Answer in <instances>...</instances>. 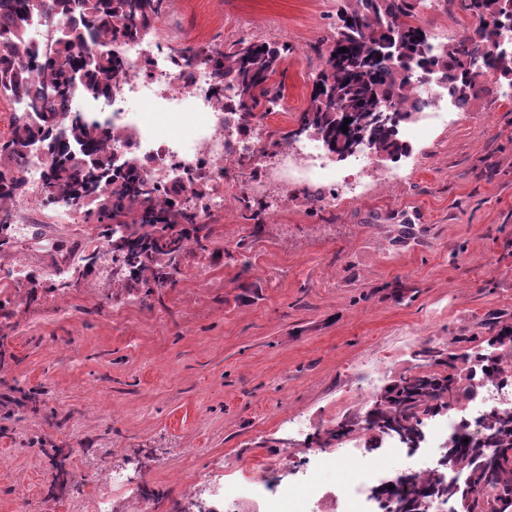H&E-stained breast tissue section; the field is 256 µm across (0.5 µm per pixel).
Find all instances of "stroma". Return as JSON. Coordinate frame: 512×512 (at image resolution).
<instances>
[{"mask_svg":"<svg viewBox=\"0 0 512 512\" xmlns=\"http://www.w3.org/2000/svg\"><path fill=\"white\" fill-rule=\"evenodd\" d=\"M339 0H178L168 44H288L276 75L292 128ZM330 208L295 185L258 220L216 223L206 258L188 252L174 287L108 300V260L71 277L92 224H56L28 204L27 240L0 245V512H43L58 468L72 481L59 512H90L85 473L111 464L150 512H186V482L232 462L288 453L366 411L382 383L418 370L439 340L480 345L491 317L512 325V87L477 78L460 121L431 132L397 182ZM61 242L46 252L45 239ZM62 268L64 288H31ZM33 292L31 303L20 295ZM297 418L306 434L289 433Z\"/></svg>","mask_w":512,"mask_h":512,"instance_id":"stroma-1","label":"stroma"}]
</instances>
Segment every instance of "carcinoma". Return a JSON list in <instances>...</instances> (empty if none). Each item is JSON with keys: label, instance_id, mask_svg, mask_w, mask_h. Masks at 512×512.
<instances>
[{"label": "carcinoma", "instance_id": "carcinoma-1", "mask_svg": "<svg viewBox=\"0 0 512 512\" xmlns=\"http://www.w3.org/2000/svg\"><path fill=\"white\" fill-rule=\"evenodd\" d=\"M418 0H342L332 33L318 39L311 50L323 61L306 108L296 117L304 134L326 145L336 142V112L354 101L366 110L394 105L405 98L408 78L404 71L422 66L440 76L457 79V96L468 103L477 58L469 39H455L433 48L416 23ZM459 7L481 20L512 19L502 0H460ZM169 10V0H6L0 9V97L17 105L11 135L0 142V235H8L11 207L22 193L16 170L25 159L16 146L41 139L48 149L50 174L41 191L54 201L67 199L77 213V223L100 224L106 243L125 239V249L112 255L121 270L112 273L118 290L132 293L161 287L178 274L186 244L203 246L214 234L175 200L185 192L179 184L155 193L141 175L140 166L112 169V143L123 138L108 121L88 118L63 129L49 117L32 121L34 112H52L48 100L79 90L95 99L107 98L126 74L123 56L113 48L147 36L155 22ZM67 19L51 43L30 44L27 30L35 18ZM346 52H340V49ZM187 65L212 69L215 97L224 103V81L230 82L238 106L247 114L279 105L283 93L273 77L288 58L284 43L240 39L227 46L205 42L177 50ZM491 77L512 78V57L492 52L483 55ZM376 153L396 159L403 145L394 126L366 129ZM428 370L399 376L383 399L366 416L336 423L323 444L346 437L363 422L381 436L385 432L415 434L421 416L448 408L476 394L481 384L473 365L491 379L512 370V357L496 354L494 337L485 346L458 353L444 343L418 352ZM493 435L495 460L482 466L480 449L451 450L447 462L470 477V484H446L438 475L425 480H398L386 492L391 504L410 501L425 492L466 502V512H512V412H494L485 423Z\"/></svg>", "mask_w": 512, "mask_h": 512}]
</instances>
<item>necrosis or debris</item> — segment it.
I'll use <instances>...</instances> for the list:
<instances>
[{"mask_svg": "<svg viewBox=\"0 0 512 512\" xmlns=\"http://www.w3.org/2000/svg\"><path fill=\"white\" fill-rule=\"evenodd\" d=\"M121 52L130 67L122 81V92L111 100L97 101L96 106L105 111L115 128L133 134L132 147L143 160V176L151 185L163 190L180 177L201 184L200 192L185 196L187 208L199 217L227 211L223 187L236 182L244 164L260 167L259 176L246 187L247 195L254 197L274 189L284 202L289 185L303 183L318 190L319 201L332 205L337 198H358L369 191L363 175L375 156L372 145H364L347 167L340 168L325 146L307 139L279 150L275 166H260V159L269 150L266 124L254 117L247 122L248 132H241L244 122L240 112L216 105L211 69L185 66L171 51L145 41L123 44ZM408 78L406 109L411 117L399 124L398 134L410 146L437 127L457 123L462 108L453 95L452 81L438 80L418 67L411 68ZM129 100L160 117L181 113L190 123L182 134H161L139 113L124 110ZM490 407L512 411V378L485 381L476 395L437 414L428 425L421 449L406 450L398 441L387 438L382 453L377 455L367 448L362 436L350 447L334 452L310 449L316 467L331 464L336 458L351 467L352 479L342 487L317 480L314 469H309L303 480V495L289 499L251 475L239 479L230 495L224 492V477L220 474L192 480L189 488L205 497L207 512L217 507L222 512H384L373 490L387 481L390 469L377 464L378 456L399 458L403 472L416 477L424 479L439 472L447 480H454L458 469L441 467L445 446L460 430L476 432L478 418Z\"/></svg>", "mask_w": 512, "mask_h": 512, "instance_id": "1", "label": "necrosis or debris"}]
</instances>
